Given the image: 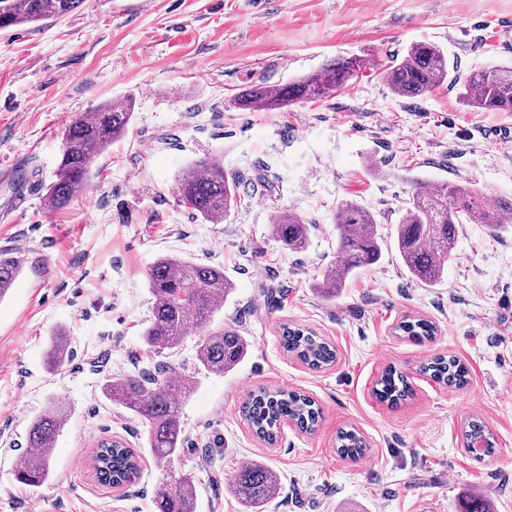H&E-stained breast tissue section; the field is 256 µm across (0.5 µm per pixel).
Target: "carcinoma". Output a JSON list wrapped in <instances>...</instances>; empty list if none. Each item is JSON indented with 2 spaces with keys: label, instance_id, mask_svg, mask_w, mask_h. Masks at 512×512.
I'll return each instance as SVG.
<instances>
[{
  "label": "carcinoma",
  "instance_id": "cac0c4a2",
  "mask_svg": "<svg viewBox=\"0 0 512 512\" xmlns=\"http://www.w3.org/2000/svg\"><path fill=\"white\" fill-rule=\"evenodd\" d=\"M83 2L0 0V30L63 17ZM362 67L357 58L329 62L288 84H254L238 94L234 104L242 110L272 112L301 101L323 100L348 85ZM449 73L448 55L443 49L416 42L400 62L386 69L384 80L395 93L416 98L447 83ZM460 96L476 112H512V64H495L470 74ZM132 115L133 101L126 98L106 101L71 121L63 135L55 180L46 193L50 209L66 208L83 195L92 159L126 136ZM236 189V182L224 174V165L209 157L196 160L192 170L177 180L180 201L210 224L224 222V216L237 204ZM511 215L512 199H494L459 182L421 184L396 224L399 256L412 278L425 285L435 283L443 277L453 254L460 224L475 220L494 231H505ZM336 230V260L315 284L328 299L336 297L357 270L379 263L382 257L379 224L359 202L347 199L338 205ZM270 234L283 249L300 252L309 245L310 225L286 210H278L271 219ZM18 271L17 260L0 258V296L11 287ZM147 280L153 305L143 340L149 349L157 353L176 349L193 333L198 336L194 370L221 376L244 360L248 341L241 332L214 326L215 314L235 288L224 267L162 257L149 270ZM399 329L418 339L435 335L433 323L423 318H408ZM282 340L289 353L313 369L329 366L336 359L334 347L310 331L287 327ZM69 355L67 336L54 334L51 363L60 365ZM422 371L450 387L467 383L468 371L454 356L436 357ZM195 386L189 374L173 380L164 373L149 377L142 372L109 376L102 385L108 400L132 413L146 428L147 448L162 475L154 498L156 512H196L197 489L192 476L173 470V460L184 441L182 404ZM373 393L382 402L397 404L410 398L412 389L400 372L389 368L377 380ZM242 415L259 438L271 443L282 419L310 431L319 411L312 399L299 392L261 391L244 401ZM63 427L64 413L55 404L34 419L26 435L27 458L16 470L19 483L36 489L50 479L53 450ZM464 436L478 443L483 454L494 448L492 431L477 421L468 423ZM338 440V452L343 457L357 459L367 450L364 438L354 430L341 432ZM93 467L98 482L112 488L132 483L140 475L138 456L119 441L101 443ZM231 489L246 512H264L265 505L282 489V481L270 467L247 462L237 469Z\"/></svg>",
  "mask_w": 512,
  "mask_h": 512
}]
</instances>
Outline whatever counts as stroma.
<instances>
[{
    "mask_svg": "<svg viewBox=\"0 0 512 512\" xmlns=\"http://www.w3.org/2000/svg\"><path fill=\"white\" fill-rule=\"evenodd\" d=\"M419 41L447 53L454 77L511 63L512 0H85L59 19L0 30V254L22 265L0 298V512H154L146 429L101 385L193 368L196 336L160 354L143 342L147 273L167 255L223 266L235 290L215 320L249 343L233 371L198 374L182 406L186 440L173 468L193 476L197 512H242L229 483L248 461L282 478L265 512H460L475 496L512 512V230L460 225L431 286L411 280L395 240L418 181L463 179L512 198V112L472 111L447 84L422 98L395 94L382 72ZM353 57L361 73L326 100L278 112L233 104L255 82L285 84ZM128 96L127 136L98 155L81 197L49 209L66 126ZM204 157L223 162L238 187L220 224L176 194L178 174ZM345 199L376 216L382 258L328 300L314 284L336 257ZM279 209L309 224L306 251L271 237ZM407 316L431 321L433 339L399 331ZM286 326L331 343L335 362L313 370L288 353ZM57 331L71 355L52 368ZM444 355L466 365L464 388L423 373ZM390 367L413 389L392 405L373 394ZM262 388L310 396L314 430L286 420L276 442L260 440L240 407ZM54 402L68 418L52 477L33 490L15 470L29 425ZM473 420L495 439L479 461L463 437ZM348 430L368 444L355 460L337 452ZM116 439L141 465L119 489L89 465Z\"/></svg>",
    "mask_w": 512,
    "mask_h": 512,
    "instance_id": "35a3bbf8",
    "label": "stroma"
}]
</instances>
